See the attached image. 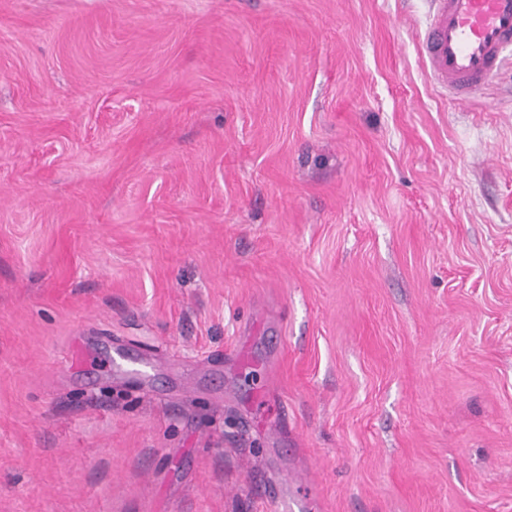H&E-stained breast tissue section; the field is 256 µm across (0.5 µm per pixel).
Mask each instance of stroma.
<instances>
[{
    "label": "stroma",
    "mask_w": 512,
    "mask_h": 512,
    "mask_svg": "<svg viewBox=\"0 0 512 512\" xmlns=\"http://www.w3.org/2000/svg\"><path fill=\"white\" fill-rule=\"evenodd\" d=\"M429 6L0 0V512H512V71ZM423 35L432 78L468 101L503 70L512 48V0H430Z\"/></svg>",
    "instance_id": "35a3bbf8"
}]
</instances>
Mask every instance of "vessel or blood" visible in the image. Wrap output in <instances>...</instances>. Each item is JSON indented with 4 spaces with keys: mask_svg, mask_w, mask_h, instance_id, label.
I'll return each mask as SVG.
<instances>
[{
    "mask_svg": "<svg viewBox=\"0 0 512 512\" xmlns=\"http://www.w3.org/2000/svg\"><path fill=\"white\" fill-rule=\"evenodd\" d=\"M423 35L432 78L461 100L503 70L512 48V0H431Z\"/></svg>",
    "mask_w": 512,
    "mask_h": 512,
    "instance_id": "obj_1",
    "label": "vessel or blood"
}]
</instances>
